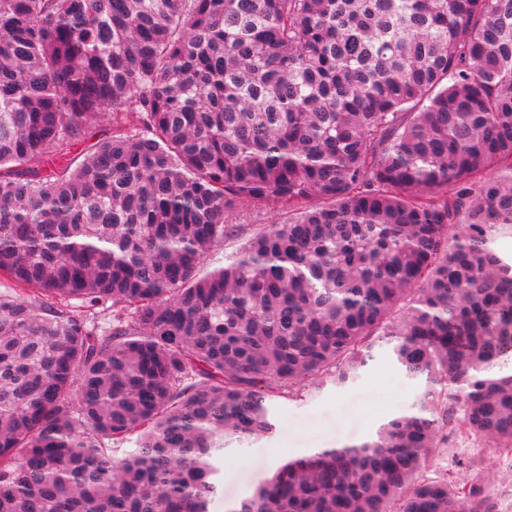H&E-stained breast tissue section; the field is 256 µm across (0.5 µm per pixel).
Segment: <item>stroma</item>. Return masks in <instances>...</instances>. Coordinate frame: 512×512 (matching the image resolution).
Segmentation results:
<instances>
[{
    "mask_svg": "<svg viewBox=\"0 0 512 512\" xmlns=\"http://www.w3.org/2000/svg\"><path fill=\"white\" fill-rule=\"evenodd\" d=\"M278 219L275 212L250 207L231 215L229 221L238 225L239 232L207 254L204 270L222 266L225 255ZM423 389V379L408 375L393 361L390 345L377 347L356 381L342 388L328 384L303 400L284 402L270 436L241 450L226 449L218 462L222 491L212 503L211 512H226L232 503L250 496L271 475L270 459L277 450L360 441L380 425L382 416L411 413Z\"/></svg>",
    "mask_w": 512,
    "mask_h": 512,
    "instance_id": "obj_1",
    "label": "stroma"
}]
</instances>
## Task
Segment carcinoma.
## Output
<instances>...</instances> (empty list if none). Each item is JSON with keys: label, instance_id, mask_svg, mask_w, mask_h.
Here are the masks:
<instances>
[{"label": "carcinoma", "instance_id": "obj_1", "mask_svg": "<svg viewBox=\"0 0 512 512\" xmlns=\"http://www.w3.org/2000/svg\"><path fill=\"white\" fill-rule=\"evenodd\" d=\"M505 238L512 0H0V512H210L382 338L414 411L227 512H499ZM280 215L269 210L253 209L251 207L240 210L229 216L228 224H238L239 232L236 236L224 239V243L213 248L206 256L202 272L212 270L215 267L224 265L225 255L238 250L243 246L249 236L259 228L267 227L279 221Z\"/></svg>", "mask_w": 512, "mask_h": 512}]
</instances>
